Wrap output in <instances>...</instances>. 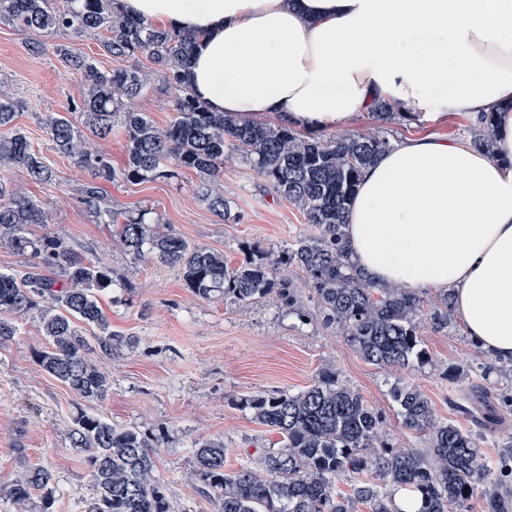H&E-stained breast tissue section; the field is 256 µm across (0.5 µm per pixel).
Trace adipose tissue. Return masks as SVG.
Returning <instances> with one entry per match:
<instances>
[{"mask_svg":"<svg viewBox=\"0 0 512 512\" xmlns=\"http://www.w3.org/2000/svg\"><path fill=\"white\" fill-rule=\"evenodd\" d=\"M199 38L184 69L211 111L335 129L378 103L493 113L497 159L429 135L364 169L346 220L379 286L454 289L469 336L512 360V0H115Z\"/></svg>","mask_w":512,"mask_h":512,"instance_id":"adipose-tissue-1","label":"adipose tissue"}]
</instances>
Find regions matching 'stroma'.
Listing matches in <instances>:
<instances>
[{"mask_svg": "<svg viewBox=\"0 0 512 512\" xmlns=\"http://www.w3.org/2000/svg\"><path fill=\"white\" fill-rule=\"evenodd\" d=\"M30 39L28 30L0 24V91L23 101L16 124L34 147L46 150L48 145L41 125L44 114L66 111L81 99L80 84L54 52L59 44L78 48L107 70L139 68L146 88L132 108L160 126L176 117L178 91L165 87L158 66L144 57L113 60L97 34L45 33L46 50L38 55L29 51ZM472 124L470 116L448 111L435 120L401 114L383 125L373 113L363 112L339 131L357 134L380 126L393 142L426 134L457 141L468 139ZM48 158L56 173L54 184H33L18 171L10 178L21 191L47 202L52 229L86 258L110 265L116 279L131 284V291L118 297L104 296L103 309L113 329L136 336L138 344L99 358L110 393L104 401H87L41 367L38 353L46 341L31 318L18 320L16 336L0 345V485L25 467L42 466L55 476L56 512H83L96 491L68 438L72 417L83 411L158 437L157 474L176 512H216L195 489L196 442L223 441L226 468L255 463L279 436L252 422L239 398L304 389L326 364L335 366L341 379L383 414L396 446H419L417 435L403 428L391 399L398 372L368 364L338 328L323 324L301 273L289 275L302 309L298 316L284 313L274 298L247 307L197 298L183 287L176 269L149 258L129 260L114 225L101 223L82 203L85 175L65 157L49 152ZM198 180L186 170L172 181L112 184L100 206L128 214L152 208L161 223L171 225L190 245L224 253L234 264L279 252L309 230L303 212L276 196L240 156L224 163L227 216L216 215L198 200ZM421 336L433 362L407 377L429 395L441 417H451L449 395L468 389L469 382L452 384L445 370L454 366L468 371L477 359L475 348L464 332L436 333L425 327Z\"/></svg>", "mask_w": 512, "mask_h": 512, "instance_id": "stroma-1", "label": "stroma"}]
</instances>
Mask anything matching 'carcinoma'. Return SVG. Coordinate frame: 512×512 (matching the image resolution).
I'll return each mask as SVG.
<instances>
[{"instance_id": "obj_1", "label": "carcinoma", "mask_w": 512, "mask_h": 512, "mask_svg": "<svg viewBox=\"0 0 512 512\" xmlns=\"http://www.w3.org/2000/svg\"><path fill=\"white\" fill-rule=\"evenodd\" d=\"M114 0H0V24L20 25L33 38L29 51L40 54L39 35L57 30L107 33L105 52L115 60L143 54L160 67L165 84L183 92L178 117L165 127L146 114L126 108L144 90L137 68L104 70L94 59L59 44L55 53L80 78L83 96L80 123L50 112L44 125L52 149L72 159L87 174L84 204L100 212L103 185L173 179L183 170L200 178L198 199L218 215L228 213L220 175L224 158L238 153L284 199L303 211L311 232L295 237L266 261L236 266L224 254L192 247L179 235L152 222L149 211L118 222L125 253L133 260L147 256L177 269L196 297L230 301L242 307L276 295L296 310L286 270L302 273L325 324L342 331L366 362L388 369L411 370L432 363L420 336L421 323L448 331L454 297L440 292L429 303L405 288H380L357 273L344 246V225L363 170L388 150L382 130L308 140L287 124L240 120L211 112L194 99L183 82L195 35L158 28L117 13ZM21 104L0 93V244L38 259L35 270L18 276L0 271V344L16 335L15 319L30 315L47 345L39 363L52 377L89 401H103L110 382L91 354L112 356L137 345V338L112 329L102 297L116 287L112 268L91 262L56 231L39 237L29 226L50 223L45 203L20 191L4 173L21 171L40 185L55 180L48 158L15 125ZM126 133V160L112 166L100 141L114 127ZM472 142L492 151L494 124L485 117L471 129ZM509 381L498 390L482 382L491 375ZM474 387L448 399L456 418L438 415L416 384L397 382L391 396L403 427L422 438L423 446L397 448L389 442L382 414L355 389L325 368L306 389L256 392L240 399L258 424L279 434L281 447L264 453L256 465L224 470V443L195 446L198 493L218 501V512H399L395 492L416 493V512H466L478 490L486 494L488 512H507L512 496V444L490 464L481 452L486 427L512 411V362L486 352L471 366ZM72 448L86 465L96 495L85 512H170L165 489L155 475V448L135 428L116 426L100 416L77 413L70 429ZM350 478L349 490L337 487ZM53 474L31 467L0 488L18 508L27 510L32 492H43L37 512H54Z\"/></svg>"}]
</instances>
